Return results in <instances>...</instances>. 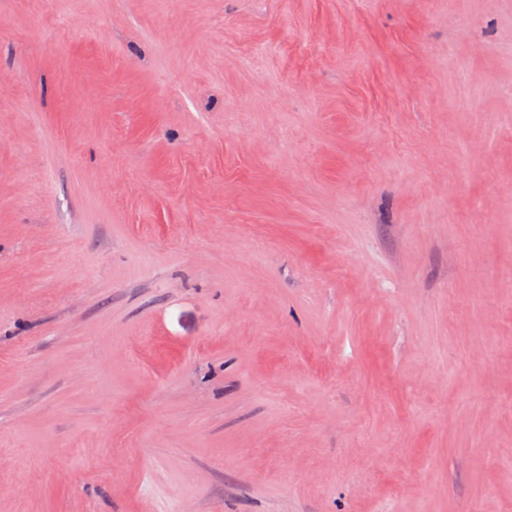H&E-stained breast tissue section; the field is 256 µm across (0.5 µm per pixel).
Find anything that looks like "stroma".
<instances>
[{
  "instance_id": "stroma-1",
  "label": "stroma",
  "mask_w": 512,
  "mask_h": 512,
  "mask_svg": "<svg viewBox=\"0 0 512 512\" xmlns=\"http://www.w3.org/2000/svg\"><path fill=\"white\" fill-rule=\"evenodd\" d=\"M0 512H512V0H0Z\"/></svg>"
}]
</instances>
